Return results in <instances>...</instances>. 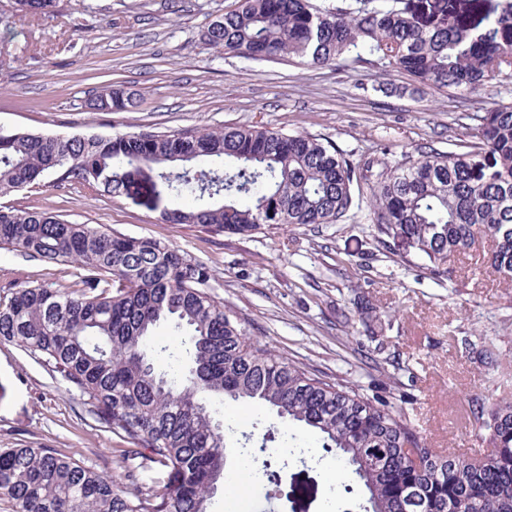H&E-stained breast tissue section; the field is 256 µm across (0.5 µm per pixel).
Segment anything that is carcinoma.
I'll use <instances>...</instances> for the list:
<instances>
[{
	"label": "carcinoma",
	"mask_w": 512,
	"mask_h": 512,
	"mask_svg": "<svg viewBox=\"0 0 512 512\" xmlns=\"http://www.w3.org/2000/svg\"><path fill=\"white\" fill-rule=\"evenodd\" d=\"M22 14L55 0H11ZM200 39L255 61L335 65L350 53L397 68L420 85L474 91L512 77V0L481 12L477 0H236ZM133 94L110 86L87 106L120 112ZM467 150L403 155L373 173L317 136L256 125L215 130L60 136L0 127V195L54 176L112 197L162 186L174 203L166 224H201L251 236L267 226L341 224L370 193L369 220L383 247L412 244L434 278L457 253L491 243L486 265L512 281V105L468 115ZM0 248L86 271L79 289L18 285L0 291V341L21 347L86 398L97 421L167 469V482L127 491L54 448L0 449V497L12 512H207L224 479V424L212 404L255 403L300 424L359 485L365 512H512V402L468 397L479 454L433 448L403 409L356 386L327 381L255 342L215 300L210 269L149 238L73 224L58 214L0 207ZM370 337L382 321L357 302ZM162 321L183 331L160 347L173 361L157 371L150 337ZM422 457L411 466L405 449ZM251 481L281 487L265 458Z\"/></svg>",
	"instance_id": "obj_1"
}]
</instances>
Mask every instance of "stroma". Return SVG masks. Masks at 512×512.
Masks as SVG:
<instances>
[{"label": "stroma", "mask_w": 512, "mask_h": 512, "mask_svg": "<svg viewBox=\"0 0 512 512\" xmlns=\"http://www.w3.org/2000/svg\"><path fill=\"white\" fill-rule=\"evenodd\" d=\"M235 0H56L46 14L21 15L0 0V126L53 135L164 132L257 124L289 135L324 138L354 159L378 164L394 155L444 150L460 138L465 117L512 104V78L479 91L427 87L381 64L347 57L302 67L224 55L199 31ZM112 86L137 93L126 112L89 110L86 101ZM0 206L51 211L75 224L151 238L205 264L211 292L245 321L254 340L334 382L353 383L401 407L434 447L482 449L465 399L512 400V283L489 272L483 247L457 254L447 279H431L403 243L383 248L365 213L342 224L265 228L249 237L198 224H166L133 198H112L82 184L52 180L0 195ZM77 264L44 263L0 249V289L16 284H71ZM369 296L392 328L381 353L354 318L356 294ZM493 341L495 365L462 352V336ZM230 446L224 472L237 475L238 443L291 436L309 449L281 476L316 477L303 512H363L359 498L337 494L328 462L306 428L275 411L225 401L220 413ZM128 442L96 421L82 396L19 346L0 342V449L48 446L107 478L121 475L115 451ZM291 512L253 485L209 512Z\"/></svg>", "instance_id": "1"}]
</instances>
